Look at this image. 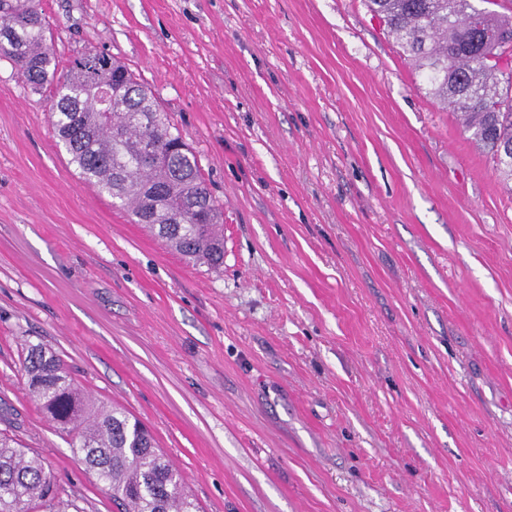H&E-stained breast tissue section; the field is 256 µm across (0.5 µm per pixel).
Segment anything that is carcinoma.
Returning <instances> with one entry per match:
<instances>
[{"mask_svg": "<svg viewBox=\"0 0 512 512\" xmlns=\"http://www.w3.org/2000/svg\"><path fill=\"white\" fill-rule=\"evenodd\" d=\"M404 56L425 76L434 99L455 112L470 139L512 177V69L490 63L512 41V0H365ZM39 0H0V59L33 91L51 90L58 143L81 177L119 201L136 224L195 262L224 263V211L208 190L197 155L152 92L112 60V112L92 92L89 53L64 65L48 43ZM150 141L158 156L140 154ZM31 396L71 437V448L103 479L122 512H198L178 472L138 420L96 408L48 349L35 345L22 363ZM81 512L61 498L42 460L0 432V512Z\"/></svg>", "mask_w": 512, "mask_h": 512, "instance_id": "obj_1", "label": "carcinoma"}]
</instances>
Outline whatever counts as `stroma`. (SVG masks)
Returning <instances> with one entry per match:
<instances>
[{
  "mask_svg": "<svg viewBox=\"0 0 512 512\" xmlns=\"http://www.w3.org/2000/svg\"><path fill=\"white\" fill-rule=\"evenodd\" d=\"M104 52L224 206L168 248L57 146L0 60V431L119 512L31 398L51 346L152 432L200 512H512V193L364 0H40Z\"/></svg>",
  "mask_w": 512,
  "mask_h": 512,
  "instance_id": "stroma-1",
  "label": "stroma"
}]
</instances>
